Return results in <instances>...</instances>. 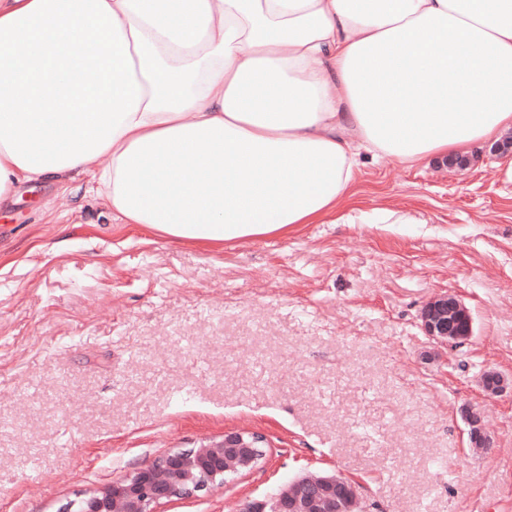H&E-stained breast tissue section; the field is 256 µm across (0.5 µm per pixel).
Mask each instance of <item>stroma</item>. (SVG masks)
<instances>
[{"label":"stroma","mask_w":512,"mask_h":512,"mask_svg":"<svg viewBox=\"0 0 512 512\" xmlns=\"http://www.w3.org/2000/svg\"><path fill=\"white\" fill-rule=\"evenodd\" d=\"M505 162L368 158L355 223L221 247L112 223L74 182L20 184L0 204V512H63L239 429L263 466L164 512H239L305 471L350 479L358 512H512V394L480 382L512 376ZM446 292L473 319L457 347L420 329ZM481 386L487 397L500 396L508 389L512 390V378L496 371L486 372L482 377ZM462 417L467 425V436L470 446L477 449L490 448L492 439L485 428L483 412L478 408L470 406L464 409Z\"/></svg>","instance_id":"stroma-1"}]
</instances>
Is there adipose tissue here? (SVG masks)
I'll list each match as a JSON object with an SVG mask.
<instances>
[{
    "mask_svg": "<svg viewBox=\"0 0 512 512\" xmlns=\"http://www.w3.org/2000/svg\"><path fill=\"white\" fill-rule=\"evenodd\" d=\"M512 132V0H0V202L86 178L201 246L345 224L363 156Z\"/></svg>",
    "mask_w": 512,
    "mask_h": 512,
    "instance_id": "obj_1",
    "label": "adipose tissue"
}]
</instances>
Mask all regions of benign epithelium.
I'll list each match as a JSON object with an SVG mask.
<instances>
[{
  "label": "benign epithelium",
  "mask_w": 512,
  "mask_h": 512,
  "mask_svg": "<svg viewBox=\"0 0 512 512\" xmlns=\"http://www.w3.org/2000/svg\"><path fill=\"white\" fill-rule=\"evenodd\" d=\"M425 336L441 346L459 345L473 335L468 308L456 296L438 294L420 311ZM481 386L488 397L512 390V378L500 372L484 373ZM468 443L477 449L491 447L483 412L467 407L462 414ZM264 438L249 431L224 433L220 441H203L196 448L172 449L149 464L114 480L67 506L75 512H161L173 499L191 498L224 484L227 475L250 473L266 457ZM356 489L336 474L304 473L278 489L274 495L246 501L241 512H353Z\"/></svg>",
  "instance_id": "benign-epithelium-1"
}]
</instances>
